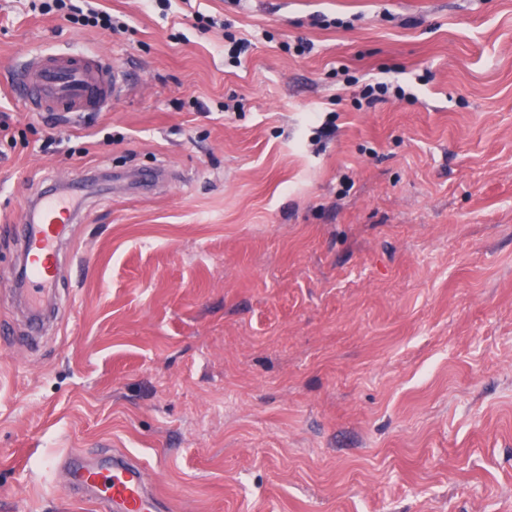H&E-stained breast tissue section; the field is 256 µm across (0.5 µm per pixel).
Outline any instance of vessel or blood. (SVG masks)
Returning <instances> with one entry per match:
<instances>
[{
	"instance_id": "vessel-or-blood-1",
	"label": "vessel or blood",
	"mask_w": 512,
	"mask_h": 512,
	"mask_svg": "<svg viewBox=\"0 0 512 512\" xmlns=\"http://www.w3.org/2000/svg\"><path fill=\"white\" fill-rule=\"evenodd\" d=\"M11 91L32 112L102 111L125 91L124 79L107 56L73 49L63 54L30 51L16 69ZM72 215L52 199L22 225L24 277L31 308H40L60 274L59 245ZM72 496L105 503L108 512H161L164 502L146 479L144 464L116 451L85 461L69 458L63 470Z\"/></svg>"
}]
</instances>
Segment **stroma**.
<instances>
[{
  "label": "stroma",
  "instance_id": "obj_1",
  "mask_svg": "<svg viewBox=\"0 0 512 512\" xmlns=\"http://www.w3.org/2000/svg\"><path fill=\"white\" fill-rule=\"evenodd\" d=\"M88 1L112 29L0 0V512H104L44 461L107 449L170 512H512V0ZM72 47L134 91L9 95ZM149 169L84 199L17 349L22 206ZM391 94L396 97H405V89L398 83L378 81L373 84L365 85L362 91V97L367 105H374L386 100Z\"/></svg>",
  "mask_w": 512,
  "mask_h": 512
}]
</instances>
